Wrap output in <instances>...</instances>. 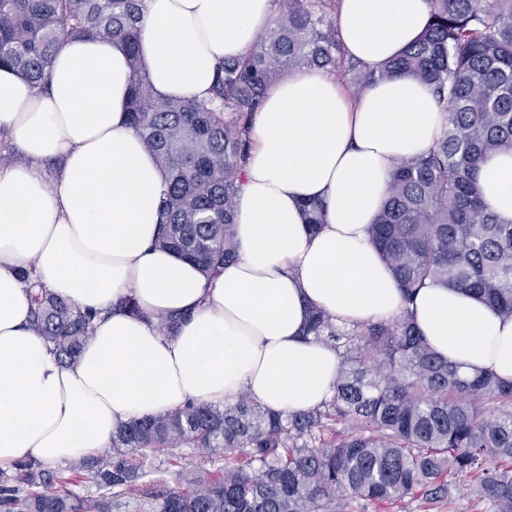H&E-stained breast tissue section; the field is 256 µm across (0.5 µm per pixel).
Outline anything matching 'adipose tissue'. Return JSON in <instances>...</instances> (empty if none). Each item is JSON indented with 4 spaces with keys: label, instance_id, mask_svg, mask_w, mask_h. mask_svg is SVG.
<instances>
[{
    "label": "adipose tissue",
    "instance_id": "obj_1",
    "mask_svg": "<svg viewBox=\"0 0 512 512\" xmlns=\"http://www.w3.org/2000/svg\"><path fill=\"white\" fill-rule=\"evenodd\" d=\"M273 0H146L140 44L161 97L205 96L216 68L273 21ZM428 0H340L336 26L370 69L424 31ZM126 54L106 39H68L50 88L0 69V140L23 157L0 166V468L95 456L120 424L187 402L248 395L273 411L314 408L331 393L336 350L302 334L311 307L353 326L404 308L371 243L396 162L442 131L432 91L411 76L352 94L321 70L291 73L258 112L235 213L239 257L206 277L155 247L165 173L127 122ZM56 162V180L44 165ZM479 192L512 222V152L482 164ZM325 205L311 233L302 205ZM51 294L97 311L73 365L33 327L20 270ZM133 298L139 312L117 309ZM183 320L172 334L161 314ZM429 346L462 373L512 381V319L431 283L413 306Z\"/></svg>",
    "mask_w": 512,
    "mask_h": 512
}]
</instances>
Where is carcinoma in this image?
Returning a JSON list of instances; mask_svg holds the SVG:
<instances>
[{
    "mask_svg": "<svg viewBox=\"0 0 512 512\" xmlns=\"http://www.w3.org/2000/svg\"><path fill=\"white\" fill-rule=\"evenodd\" d=\"M268 32L243 56L216 67L209 95H154L139 51L145 0H0V68L49 87L68 38L121 43L133 73L128 121L167 176L155 245L211 276L238 258L235 211L251 132L267 89L301 69H342L354 91L409 73L436 97L445 124L423 155L392 173L372 241L405 302L391 321L353 327L311 308L302 335L333 347L340 364L331 397L291 413L246 396L222 408L189 403L118 426L112 447L78 468L137 501L135 512H345L357 501L394 505L451 500L469 479L485 512H512V382L464 375L431 349L412 319L418 290L438 282L475 295L512 318V223L480 196L492 154L512 151V0H429L417 42L378 69L345 60L336 30L339 0H278ZM311 232L324 206L304 204ZM34 326L61 363L76 361L96 313L45 289L30 291ZM348 429H339V426ZM158 448L167 460L154 462ZM180 448L202 463L224 458L168 488L158 473ZM497 464L486 466L488 459ZM0 471V512H119L104 495L65 488L71 478L19 463Z\"/></svg>",
    "mask_w": 512,
    "mask_h": 512,
    "instance_id": "obj_1",
    "label": "carcinoma"
}]
</instances>
